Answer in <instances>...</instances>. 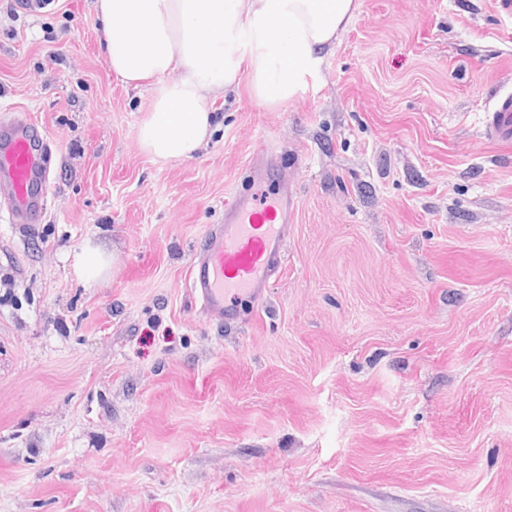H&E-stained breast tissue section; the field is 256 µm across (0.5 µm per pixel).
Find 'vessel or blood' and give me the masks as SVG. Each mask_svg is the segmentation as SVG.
Here are the masks:
<instances>
[{"label":"vessel or blood","instance_id":"vessel-or-blood-1","mask_svg":"<svg viewBox=\"0 0 512 512\" xmlns=\"http://www.w3.org/2000/svg\"><path fill=\"white\" fill-rule=\"evenodd\" d=\"M483 133L490 140L512 139V91L496 96ZM49 152L37 125L24 115H14L0 126V187L6 189L0 208L9 223L40 221ZM292 205L284 190L259 199L238 197L225 205L223 224L207 234L203 251L189 268L190 291L209 317L232 319L240 296L262 299L283 264Z\"/></svg>","mask_w":512,"mask_h":512}]
</instances>
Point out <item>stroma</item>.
Returning <instances> with one entry per match:
<instances>
[{
    "label": "stroma",
    "mask_w": 512,
    "mask_h": 512,
    "mask_svg": "<svg viewBox=\"0 0 512 512\" xmlns=\"http://www.w3.org/2000/svg\"><path fill=\"white\" fill-rule=\"evenodd\" d=\"M94 0H0V120L52 145L0 221V512H512V91L494 0H358L299 95L136 140ZM263 162L268 177L252 182ZM292 192L281 271L226 323L186 286L236 193ZM109 265L90 277L86 245ZM483 127V133L489 140L512 139V91L499 92L487 113Z\"/></svg>",
    "instance_id": "stroma-1"
}]
</instances>
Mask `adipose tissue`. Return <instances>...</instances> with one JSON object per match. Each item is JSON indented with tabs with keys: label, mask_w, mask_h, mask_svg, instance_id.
Segmentation results:
<instances>
[{
	"label": "adipose tissue",
	"mask_w": 512,
	"mask_h": 512,
	"mask_svg": "<svg viewBox=\"0 0 512 512\" xmlns=\"http://www.w3.org/2000/svg\"><path fill=\"white\" fill-rule=\"evenodd\" d=\"M356 9V0L94 2L109 69L128 82H159L136 139L163 162L207 144L209 100L234 92L241 79L266 106L294 99Z\"/></svg>",
	"instance_id": "obj_1"
}]
</instances>
